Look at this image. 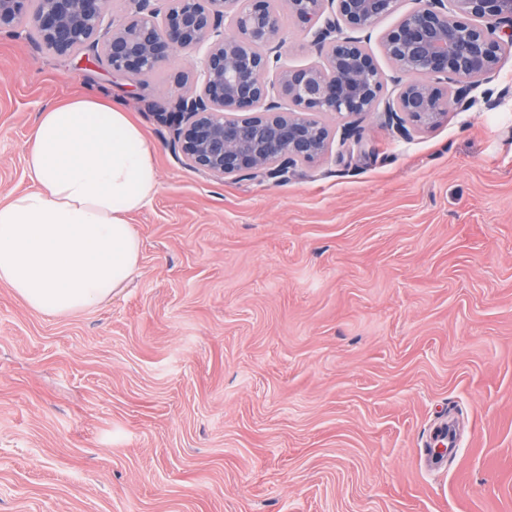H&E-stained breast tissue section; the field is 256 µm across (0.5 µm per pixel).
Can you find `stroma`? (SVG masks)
<instances>
[{
    "label": "stroma",
    "mask_w": 512,
    "mask_h": 512,
    "mask_svg": "<svg viewBox=\"0 0 512 512\" xmlns=\"http://www.w3.org/2000/svg\"><path fill=\"white\" fill-rule=\"evenodd\" d=\"M191 61L124 78L0 33V202L40 112L89 93L160 180L112 299L46 317L0 284V512H512V50L470 110L407 139L366 115L285 182L176 158L155 112Z\"/></svg>",
    "instance_id": "stroma-1"
}]
</instances>
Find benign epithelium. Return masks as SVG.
<instances>
[{
  "label": "benign epithelium",
  "instance_id": "7a95c632",
  "mask_svg": "<svg viewBox=\"0 0 512 512\" xmlns=\"http://www.w3.org/2000/svg\"><path fill=\"white\" fill-rule=\"evenodd\" d=\"M0 0V32L22 29L49 53L83 52L126 77L152 72L178 49L202 54L180 75L193 90L158 120L173 129L176 157L208 175L279 182L328 153L329 128L348 120L340 141L358 143L362 116L402 138L437 126L448 109H470L472 92L512 46V0H419L381 38L388 80L358 34L396 13L400 0H287L319 60L282 61L285 37L274 0ZM392 91H387V83Z\"/></svg>",
  "mask_w": 512,
  "mask_h": 512
}]
</instances>
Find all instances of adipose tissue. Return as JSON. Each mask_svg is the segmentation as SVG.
<instances>
[{"mask_svg": "<svg viewBox=\"0 0 512 512\" xmlns=\"http://www.w3.org/2000/svg\"><path fill=\"white\" fill-rule=\"evenodd\" d=\"M154 152L120 104L86 95L45 108L25 154L34 188L0 203V283L47 317L127 287L141 256L128 216L158 193Z\"/></svg>", "mask_w": 512, "mask_h": 512, "instance_id": "ef3b65f1", "label": "adipose tissue"}]
</instances>
